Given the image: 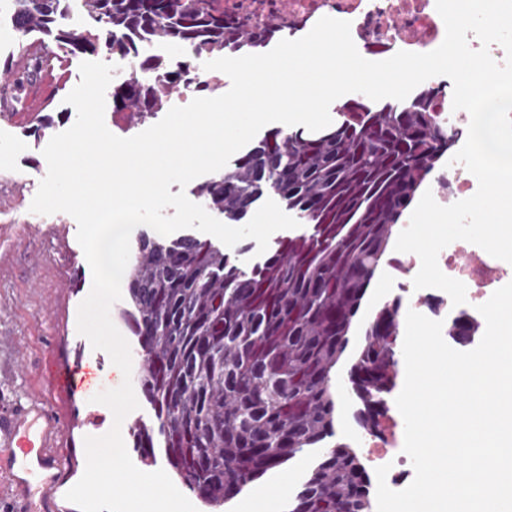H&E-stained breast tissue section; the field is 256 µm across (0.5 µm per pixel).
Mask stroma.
<instances>
[{
	"label": "stroma",
	"mask_w": 512,
	"mask_h": 512,
	"mask_svg": "<svg viewBox=\"0 0 512 512\" xmlns=\"http://www.w3.org/2000/svg\"><path fill=\"white\" fill-rule=\"evenodd\" d=\"M81 57H68L63 83L55 85L47 114L54 119L44 136L29 135L30 119L0 120V412L18 406L49 404L61 421L56 451L68 461L60 483L50 491L32 489L16 495L3 463L11 449L0 446V512H79L66 494L82 477L86 466L84 439L101 436L112 425L111 413L81 394H68L51 384L52 370L69 371L96 364L105 388L118 387L122 378L109 355L94 349L77 329L80 303L89 295L93 275L77 241L75 219L64 212L42 215L30 206L40 181L48 172L43 150L54 134L76 121L75 108L66 101L79 83ZM400 252L385 260L378 283L372 284L361 319H368L384 303L405 300V288L414 271L403 267ZM362 346V335L353 332L346 351L348 361L339 365L334 385L339 416L332 443L355 445L361 429L354 419L356 406L348 392V362ZM321 449L306 448L276 467L226 504L224 512H239L243 501L253 500L263 512H284L293 492L318 463ZM287 490H280L281 479Z\"/></svg>",
	"instance_id": "stroma-1"
}]
</instances>
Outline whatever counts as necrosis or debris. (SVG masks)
Masks as SVG:
<instances>
[{"label": "necrosis or debris", "instance_id": "obj_1", "mask_svg": "<svg viewBox=\"0 0 512 512\" xmlns=\"http://www.w3.org/2000/svg\"><path fill=\"white\" fill-rule=\"evenodd\" d=\"M224 13L248 19L250 24L276 22L289 35L310 31L325 16L351 23L357 49L371 56L400 51L423 53L436 49L444 40L445 25L436 10V0H223ZM478 246L456 241L438 255L441 271L463 282L468 309L483 304L488 292L504 279H512V266L485 256L470 262ZM404 424L399 417L386 416L379 432L363 433L357 439L373 467L388 466V486L404 483L411 461L403 451Z\"/></svg>", "mask_w": 512, "mask_h": 512}]
</instances>
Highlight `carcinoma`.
Here are the masks:
<instances>
[{
  "label": "carcinoma",
  "mask_w": 512,
  "mask_h": 512,
  "mask_svg": "<svg viewBox=\"0 0 512 512\" xmlns=\"http://www.w3.org/2000/svg\"><path fill=\"white\" fill-rule=\"evenodd\" d=\"M18 49L42 34L28 61L35 78L50 65L63 77L64 56L106 51L135 59L144 73L116 85L113 118L136 128L164 110L173 90L210 88L198 79L199 56L252 53L280 38L224 18L219 0H13ZM90 25H60L71 4ZM182 47L171 69L137 44ZM424 88L410 101L373 110L340 101L339 124L319 133L275 128L197 184L204 205L239 224L272 193L311 232L276 242L246 270L208 240L141 234L126 267L130 308L122 311L140 349L137 382L155 422L130 426L133 448L150 466L162 454L181 484L210 512L304 448L333 435L336 368L367 291L391 250L404 212L461 132L444 122ZM399 303L367 321L349 368L355 419L370 433L385 416V395L399 377ZM370 477L353 448L327 447L286 512H371Z\"/></svg>",
  "instance_id": "obj_1"
}]
</instances>
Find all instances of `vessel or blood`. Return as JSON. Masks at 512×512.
Returning a JSON list of instances; mask_svg holds the SVG:
<instances>
[{"mask_svg":"<svg viewBox=\"0 0 512 512\" xmlns=\"http://www.w3.org/2000/svg\"><path fill=\"white\" fill-rule=\"evenodd\" d=\"M50 100L43 84H35L24 98H15L9 79L0 80V114L13 117L17 112H38ZM59 430L55 415L46 408L29 407L0 415V444L19 451L17 467L11 468V480L18 489L28 482L49 488L58 480L66 462L54 455L51 440Z\"/></svg>","mask_w":512,"mask_h":512,"instance_id":"1","label":"vessel or blood"}]
</instances>
